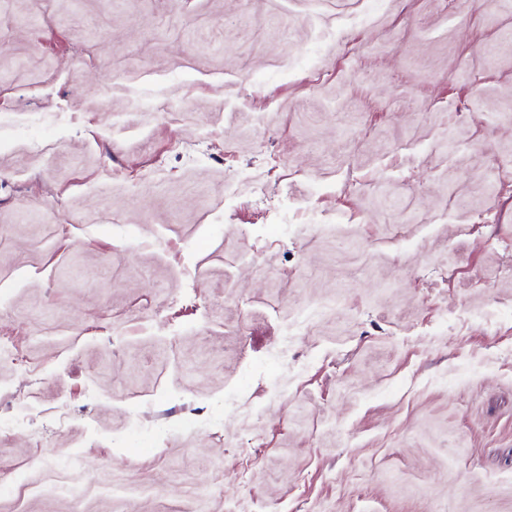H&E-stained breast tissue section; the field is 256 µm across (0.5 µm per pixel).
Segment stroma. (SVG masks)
Returning a JSON list of instances; mask_svg holds the SVG:
<instances>
[{"label": "stroma", "mask_w": 512, "mask_h": 512, "mask_svg": "<svg viewBox=\"0 0 512 512\" xmlns=\"http://www.w3.org/2000/svg\"><path fill=\"white\" fill-rule=\"evenodd\" d=\"M0 512H512V0H0Z\"/></svg>", "instance_id": "1"}]
</instances>
